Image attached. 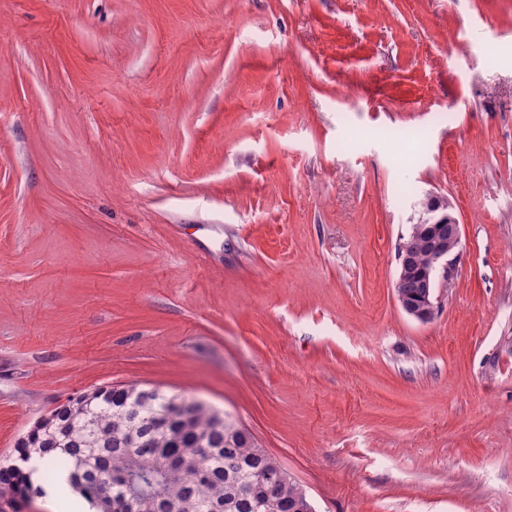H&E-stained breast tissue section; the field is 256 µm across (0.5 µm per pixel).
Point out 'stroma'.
<instances>
[{"instance_id":"obj_1","label":"stroma","mask_w":512,"mask_h":512,"mask_svg":"<svg viewBox=\"0 0 512 512\" xmlns=\"http://www.w3.org/2000/svg\"><path fill=\"white\" fill-rule=\"evenodd\" d=\"M134 383L315 512H512V0H0V460ZM447 198L428 195L424 213L419 224H413L412 237L401 245L398 252L399 269L395 281V294L403 311L419 322L429 321L436 309L434 292L439 281L451 280L459 255L462 230L459 220L453 212V206ZM448 208V210H447ZM425 252L431 259L419 277L416 300L411 301L409 294L417 288H404L415 262V254Z\"/></svg>"}]
</instances>
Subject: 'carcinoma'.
I'll return each mask as SVG.
<instances>
[{"instance_id":"obj_1","label":"carcinoma","mask_w":512,"mask_h":512,"mask_svg":"<svg viewBox=\"0 0 512 512\" xmlns=\"http://www.w3.org/2000/svg\"><path fill=\"white\" fill-rule=\"evenodd\" d=\"M127 386L100 387L54 410L21 440L53 454L54 475L99 508L92 489L112 488V502L143 500L147 512H303L295 482H272L281 470L247 429L225 414L159 389L135 408ZM29 474L0 463V499L20 512L35 493Z\"/></svg>"}]
</instances>
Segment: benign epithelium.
I'll use <instances>...</instances> for the list:
<instances>
[{
	"label": "benign epithelium",
	"mask_w": 512,
	"mask_h": 512,
	"mask_svg": "<svg viewBox=\"0 0 512 512\" xmlns=\"http://www.w3.org/2000/svg\"><path fill=\"white\" fill-rule=\"evenodd\" d=\"M462 242L459 220L447 198L429 195L419 223L413 225L412 237L401 245L398 252L399 269L395 281V294L403 311L419 322L429 321L436 309L434 292L439 281L451 280ZM426 253L431 262L420 276L416 300L409 298L404 288L415 262V254Z\"/></svg>",
	"instance_id": "7a95c632"
}]
</instances>
